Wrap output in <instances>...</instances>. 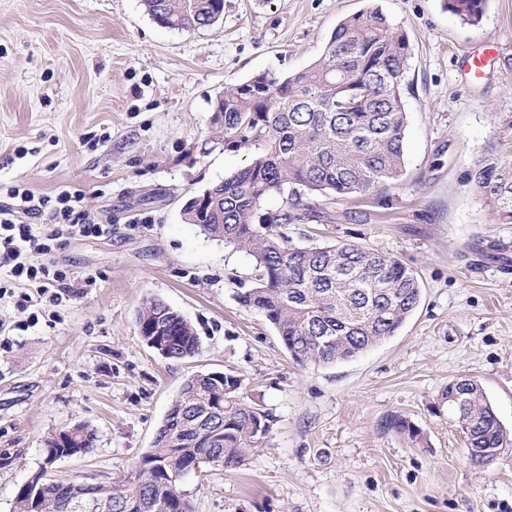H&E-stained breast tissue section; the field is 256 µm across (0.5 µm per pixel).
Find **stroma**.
I'll use <instances>...</instances> for the list:
<instances>
[{
	"instance_id": "35a3bbf8",
	"label": "stroma",
	"mask_w": 512,
	"mask_h": 512,
	"mask_svg": "<svg viewBox=\"0 0 512 512\" xmlns=\"http://www.w3.org/2000/svg\"><path fill=\"white\" fill-rule=\"evenodd\" d=\"M375 6L411 48L405 169L382 196L314 197L333 222L288 234L400 260L421 302L356 359L301 367L237 301L249 257L181 208L253 156L226 150L213 122L225 86L309 68L340 20ZM492 145L512 150V0H489L474 26L443 0H224L219 20L193 31L159 26L142 0H0V206L14 186L78 189L112 227L42 256L72 286L58 321L28 326L27 283L0 295V512H13L51 435L77 423L97 440L54 477L127 479L186 378L210 371L234 372L276 423L240 468L182 479L193 512H512V448L472 465L441 398L453 379L478 381L512 436V224L492 223L467 180ZM152 298L192 324L197 356L147 346L137 321ZM393 415L419 439L384 429Z\"/></svg>"
}]
</instances>
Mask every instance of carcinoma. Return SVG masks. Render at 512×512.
<instances>
[{
	"instance_id": "obj_1",
	"label": "carcinoma",
	"mask_w": 512,
	"mask_h": 512,
	"mask_svg": "<svg viewBox=\"0 0 512 512\" xmlns=\"http://www.w3.org/2000/svg\"><path fill=\"white\" fill-rule=\"evenodd\" d=\"M488 0H444L464 23L478 24ZM160 26L190 31L211 26L224 0H143ZM410 58L406 34L380 9L341 20L310 68L281 79L263 72L228 86L214 102L224 146H253L251 162L206 189L201 204L183 208L184 221L208 239L244 252L254 264V285L239 303L274 328L291 359L301 365L347 361L394 336L418 307L421 284L399 260L374 249L342 243L298 247L283 227L313 216L310 196L348 198L384 190L402 175L407 113L402 94ZM477 198L494 223L512 224V156L492 148L468 172ZM274 196L279 212L264 210ZM163 325L172 346L166 358L200 351L191 324L165 302L152 299L139 313L142 333ZM232 373L187 378L159 427L153 447L122 483L47 480V466L84 454L96 433L84 424L50 440L44 465L18 490L17 512H88L73 507L94 498L95 512H191L178 476L195 461L214 456L226 469L243 465L260 447L275 418L239 395ZM442 398L455 416L470 460L482 465L505 451L508 439L480 385L468 378L448 383ZM385 426L419 437L406 419Z\"/></svg>"
}]
</instances>
